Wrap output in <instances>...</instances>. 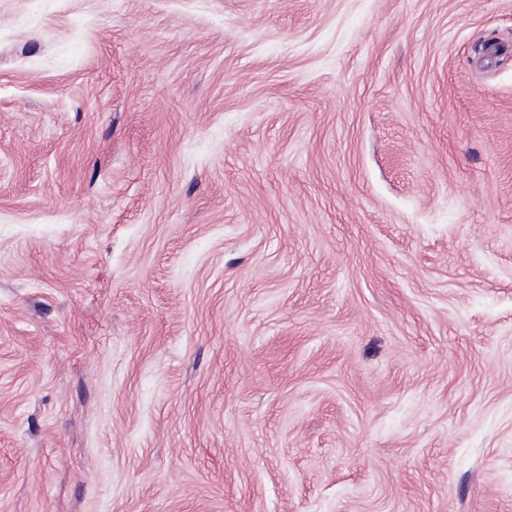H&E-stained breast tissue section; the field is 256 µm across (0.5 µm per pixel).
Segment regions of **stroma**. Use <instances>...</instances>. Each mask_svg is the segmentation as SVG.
<instances>
[{"label": "stroma", "mask_w": 512, "mask_h": 512, "mask_svg": "<svg viewBox=\"0 0 512 512\" xmlns=\"http://www.w3.org/2000/svg\"><path fill=\"white\" fill-rule=\"evenodd\" d=\"M0 512H512V0H0Z\"/></svg>", "instance_id": "35a3bbf8"}]
</instances>
